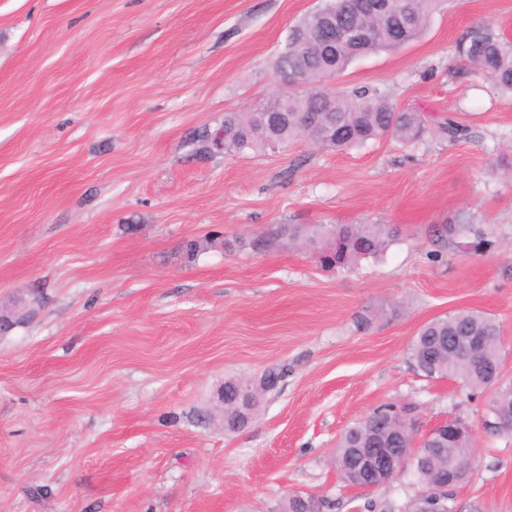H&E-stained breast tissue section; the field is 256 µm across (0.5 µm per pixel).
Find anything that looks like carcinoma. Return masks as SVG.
<instances>
[{"label":"carcinoma","mask_w":512,"mask_h":512,"mask_svg":"<svg viewBox=\"0 0 512 512\" xmlns=\"http://www.w3.org/2000/svg\"><path fill=\"white\" fill-rule=\"evenodd\" d=\"M444 0H381L379 9L356 13L352 0H325L306 15L291 31L287 48L279 55L276 69L292 67L303 54L309 64L297 75V86L278 90L264 104L248 112L224 116V150L246 156L286 146L304 135L309 127L316 145L333 151H345L383 137L402 144L420 139L426 132L418 112L398 110L378 89L355 88L350 91H326L322 82L345 71L358 58L379 52H392L419 38ZM336 8L341 22L360 30L348 36L329 52L319 44L317 35L326 20L325 12ZM460 59L488 78L501 92L512 97V42L492 28L475 30L456 44ZM213 133L202 128L194 136L195 153L211 154ZM438 236L452 238L462 232L477 236L482 232L470 224H445L435 229ZM288 243L303 246L316 254L326 268H351L360 261L382 255L396 237L384 224H338L331 229H309L290 224L279 231ZM393 306L368 307L356 319L357 327L368 330L388 315ZM456 336H478L481 344L468 353L450 351ZM418 370L427 378L460 381L471 394H489L486 408L502 418L501 431L512 432V383L491 388L494 372L503 370L505 358L497 321L479 311L458 310L425 323L412 345ZM410 409L386 403L372 410L362 421L347 428L336 443L333 459L342 482L354 485L363 466L365 449L403 448L411 444ZM445 451L430 453L417 460L413 473L419 490L433 487L441 480L448 462L467 465L472 440L462 434L442 444ZM300 512H323L324 501L317 497L306 502L285 500L281 508Z\"/></svg>","instance_id":"1"}]
</instances>
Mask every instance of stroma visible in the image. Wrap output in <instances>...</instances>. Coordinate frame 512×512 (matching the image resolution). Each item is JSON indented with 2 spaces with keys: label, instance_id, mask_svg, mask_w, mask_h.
Wrapping results in <instances>:
<instances>
[{
  "label": "stroma",
  "instance_id": "obj_1",
  "mask_svg": "<svg viewBox=\"0 0 512 512\" xmlns=\"http://www.w3.org/2000/svg\"><path fill=\"white\" fill-rule=\"evenodd\" d=\"M319 3L0 0V302L37 301L0 335V512H278L291 492L411 512L412 463L371 491L333 463L343 429L386 402L409 407L418 442L473 425L456 510L512 512V433L487 435L485 397L411 355L423 324L473 308L498 322L512 375V97L455 56L484 25L512 41V0H449L420 38L328 81L423 113L413 144L194 156L196 131L274 93ZM456 220L479 235L435 240ZM284 224L397 237L326 269L284 238L253 248ZM190 239L206 244L192 262ZM385 304L398 315L356 330ZM279 366L244 429L207 420L225 378Z\"/></svg>",
  "mask_w": 512,
  "mask_h": 512
}]
</instances>
